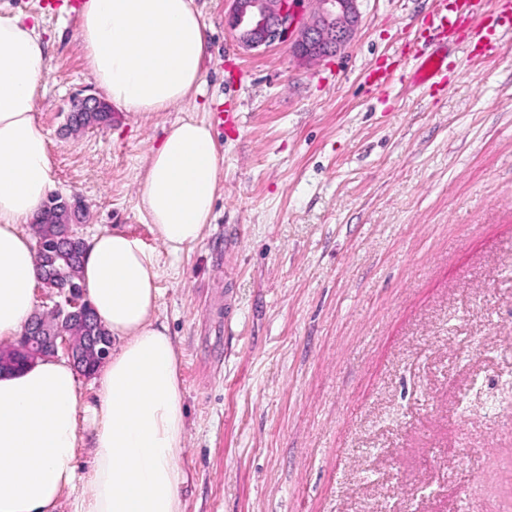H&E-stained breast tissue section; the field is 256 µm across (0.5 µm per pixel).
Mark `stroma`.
Segmentation results:
<instances>
[{
  "mask_svg": "<svg viewBox=\"0 0 512 512\" xmlns=\"http://www.w3.org/2000/svg\"><path fill=\"white\" fill-rule=\"evenodd\" d=\"M79 0H0L38 21L36 119L82 237L118 228L159 258L186 409L184 512H512V39L438 42V0H360L361 26L307 62L245 50L230 0H194L204 83L152 115L95 93ZM448 77L417 86V56ZM224 152L214 221L169 254L139 172L174 120ZM77 111L70 112L67 116V128L72 133H81L87 129L106 124L112 120V112L108 110L109 105L104 100L94 95L76 97L74 100Z\"/></svg>",
  "mask_w": 512,
  "mask_h": 512,
  "instance_id": "35a3bbf8",
  "label": "stroma"
}]
</instances>
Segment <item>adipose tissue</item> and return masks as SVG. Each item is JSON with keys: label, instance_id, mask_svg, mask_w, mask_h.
Segmentation results:
<instances>
[{"label": "adipose tissue", "instance_id": "obj_1", "mask_svg": "<svg viewBox=\"0 0 512 512\" xmlns=\"http://www.w3.org/2000/svg\"><path fill=\"white\" fill-rule=\"evenodd\" d=\"M78 47L96 85L127 111L152 114L199 93L207 32L194 0H82ZM38 22L0 13V344L15 342L40 280L24 226L54 189L48 139L34 112L45 67ZM224 155L211 127L183 118L151 149L139 206L178 254L212 222ZM156 254L105 230L85 242L81 283L115 348L94 402L60 357L0 373V512H183L178 462L186 426L174 338L159 315ZM89 441L88 469L78 449Z\"/></svg>", "mask_w": 512, "mask_h": 512}]
</instances>
